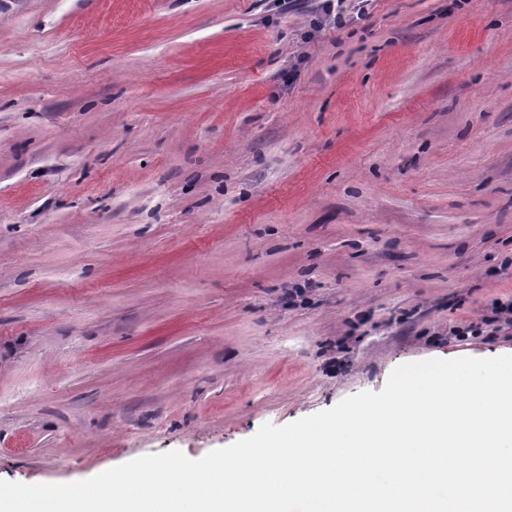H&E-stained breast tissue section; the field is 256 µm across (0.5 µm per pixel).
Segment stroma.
Segmentation results:
<instances>
[{
    "mask_svg": "<svg viewBox=\"0 0 512 512\" xmlns=\"http://www.w3.org/2000/svg\"><path fill=\"white\" fill-rule=\"evenodd\" d=\"M322 2L0 0V480L512 353V0Z\"/></svg>",
    "mask_w": 512,
    "mask_h": 512,
    "instance_id": "1",
    "label": "stroma"
}]
</instances>
